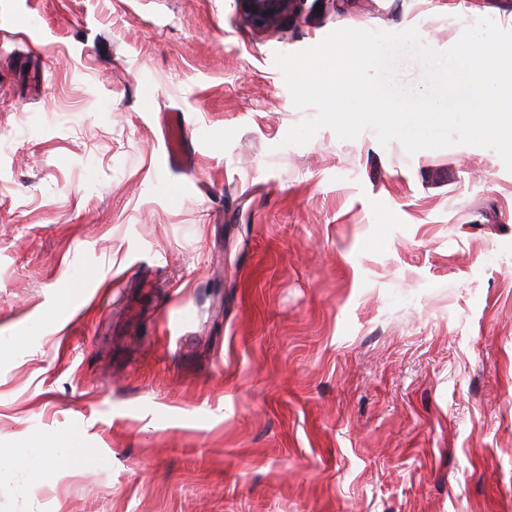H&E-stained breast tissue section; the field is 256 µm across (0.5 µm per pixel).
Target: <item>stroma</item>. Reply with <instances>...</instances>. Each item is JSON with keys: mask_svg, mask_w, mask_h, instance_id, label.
<instances>
[{"mask_svg": "<svg viewBox=\"0 0 512 512\" xmlns=\"http://www.w3.org/2000/svg\"><path fill=\"white\" fill-rule=\"evenodd\" d=\"M482 17L512 30V0H299L270 29L0 0V450L82 443L6 472L0 512H512V171L371 129L284 145L316 110L275 63ZM185 129L180 119L175 116L167 128L166 146L169 164H176L183 155ZM23 448L28 449L21 453L0 455V473L15 464L26 469L30 476L37 478L51 467L73 459L78 444L74 436H41L34 435L29 438Z\"/></svg>", "mask_w": 512, "mask_h": 512, "instance_id": "stroma-1", "label": "stroma"}]
</instances>
